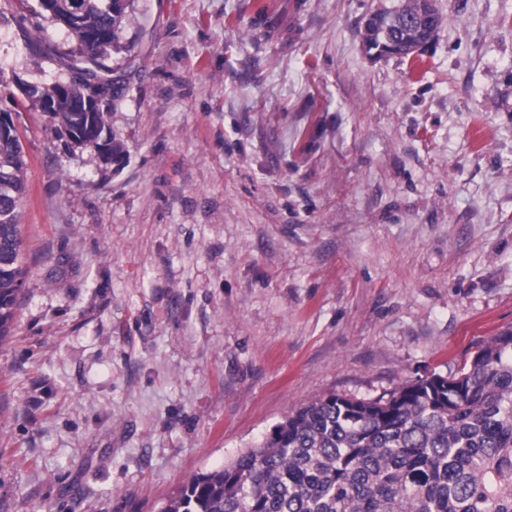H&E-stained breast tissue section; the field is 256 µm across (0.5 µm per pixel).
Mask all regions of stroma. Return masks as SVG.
<instances>
[{
	"label": "stroma",
	"mask_w": 512,
	"mask_h": 512,
	"mask_svg": "<svg viewBox=\"0 0 512 512\" xmlns=\"http://www.w3.org/2000/svg\"><path fill=\"white\" fill-rule=\"evenodd\" d=\"M387 2L130 0L106 163L11 100L77 44L0 0L29 188L0 512H157L310 401L512 332V0H438L413 60L363 47Z\"/></svg>",
	"instance_id": "1"
}]
</instances>
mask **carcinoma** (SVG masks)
Listing matches in <instances>:
<instances>
[{
	"label": "carcinoma",
	"instance_id": "1",
	"mask_svg": "<svg viewBox=\"0 0 512 512\" xmlns=\"http://www.w3.org/2000/svg\"><path fill=\"white\" fill-rule=\"evenodd\" d=\"M423 0H392L364 23L376 49L383 29L406 48L434 39ZM129 0H53L40 12L79 51L52 61L73 73L60 130L91 147L119 97L103 63L120 40ZM27 100H53L58 85L31 84ZM95 100L91 112L70 107ZM27 166L17 131L0 133V343L9 336L26 269L20 210ZM159 512H512V332L496 337L454 373L407 383L390 397L329 393L277 424L231 464L193 476Z\"/></svg>",
	"mask_w": 512,
	"mask_h": 512
}]
</instances>
